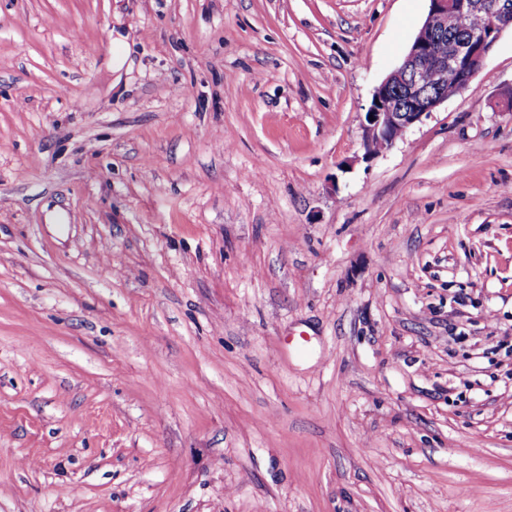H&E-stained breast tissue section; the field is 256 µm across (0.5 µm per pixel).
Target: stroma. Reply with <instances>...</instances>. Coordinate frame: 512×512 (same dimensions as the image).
Here are the masks:
<instances>
[{"label":"stroma","instance_id":"35a3bbf8","mask_svg":"<svg viewBox=\"0 0 512 512\" xmlns=\"http://www.w3.org/2000/svg\"><path fill=\"white\" fill-rule=\"evenodd\" d=\"M429 0H0V512H512V31L365 157Z\"/></svg>","mask_w":512,"mask_h":512}]
</instances>
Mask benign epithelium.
Returning a JSON list of instances; mask_svg holds the SVG:
<instances>
[{"label": "benign epithelium", "mask_w": 512, "mask_h": 512, "mask_svg": "<svg viewBox=\"0 0 512 512\" xmlns=\"http://www.w3.org/2000/svg\"><path fill=\"white\" fill-rule=\"evenodd\" d=\"M458 18L466 38L438 50L448 16ZM512 30L508 0H430L425 21L402 63L376 88L366 116L362 147L367 157L391 149L410 127L448 100V90L423 79L426 70L451 72L463 90L486 66L501 34Z\"/></svg>", "instance_id": "1"}]
</instances>
